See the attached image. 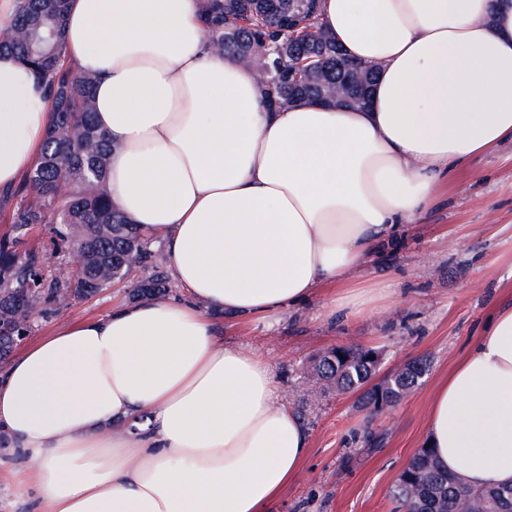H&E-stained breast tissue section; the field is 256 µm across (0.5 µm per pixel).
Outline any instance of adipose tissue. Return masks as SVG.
<instances>
[{
    "mask_svg": "<svg viewBox=\"0 0 512 512\" xmlns=\"http://www.w3.org/2000/svg\"><path fill=\"white\" fill-rule=\"evenodd\" d=\"M203 7L68 0L64 57L95 78L112 202L161 230L184 294L55 327L0 370L32 512H271L307 436L210 311L265 321L332 284L361 315L355 271L455 167L512 141V0H324L347 58L378 68L370 102L277 111L213 52ZM52 119L45 79L0 58V192ZM426 440L469 486L512 484V304L440 382Z\"/></svg>",
    "mask_w": 512,
    "mask_h": 512,
    "instance_id": "obj_1",
    "label": "adipose tissue"
}]
</instances>
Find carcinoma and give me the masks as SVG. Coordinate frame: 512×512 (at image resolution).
I'll return each instance as SVG.
<instances>
[{"label": "carcinoma", "instance_id": "carcinoma-1", "mask_svg": "<svg viewBox=\"0 0 512 512\" xmlns=\"http://www.w3.org/2000/svg\"><path fill=\"white\" fill-rule=\"evenodd\" d=\"M312 11L288 25L292 0H207L203 31L216 54L251 57L272 105L279 108L323 100L362 107L358 90L344 84L348 71L373 85L370 66L348 60L326 28L318 26L322 0H307ZM67 0H23V6L0 41V58L31 65L48 78L54 120L47 132L39 163L4 196L17 198L10 232L0 237V363L8 360L21 337L31 332L29 315H48L60 305L93 296L125 280L135 267L151 270L131 289L137 299L165 300L174 291L168 274L150 249L161 238L130 223L113 204L107 187L108 142L93 121L94 78L64 64L63 23ZM312 59L314 69L299 86L288 84V68ZM43 226L64 251L82 249L86 261L76 277L59 273L46 253L29 245L26 236ZM427 364L412 361L373 385L377 373L367 348L344 345L312 357L306 386L298 403L321 401L332 392L363 391L361 405L375 415L384 404H395L418 384ZM398 512H512V485L469 487L455 473L444 472L434 450L422 448L389 491Z\"/></svg>", "mask_w": 512, "mask_h": 512}]
</instances>
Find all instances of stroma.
Listing matches in <instances>:
<instances>
[{
    "label": "stroma",
    "instance_id": "35a3bbf8",
    "mask_svg": "<svg viewBox=\"0 0 512 512\" xmlns=\"http://www.w3.org/2000/svg\"><path fill=\"white\" fill-rule=\"evenodd\" d=\"M375 306L357 317L330 312L332 287L269 323L221 314L225 344L267 358L283 403L301 415L309 448L297 478L273 512H392L388 491L424 445L433 394L484 332L491 313L512 301V141L471 159L441 185L436 205L417 223L401 225L390 244L356 273ZM113 285L48 316L36 317L38 337L53 326L101 316L131 302ZM361 344L378 350L382 372L423 359L426 375L375 419L355 392H334L298 406L301 366L329 347ZM382 431L369 448L365 427Z\"/></svg>",
    "mask_w": 512,
    "mask_h": 512
}]
</instances>
